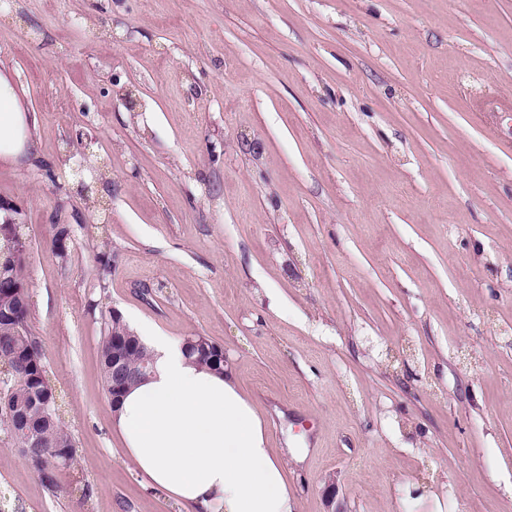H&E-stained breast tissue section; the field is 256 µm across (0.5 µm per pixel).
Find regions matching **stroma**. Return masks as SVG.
I'll return each instance as SVG.
<instances>
[{"mask_svg": "<svg viewBox=\"0 0 512 512\" xmlns=\"http://www.w3.org/2000/svg\"><path fill=\"white\" fill-rule=\"evenodd\" d=\"M0 168L71 477L0 512H180L120 454L104 318L220 346L293 512H512V0H14ZM65 241H57L58 228ZM31 120L15 84L0 73V163L16 165L32 157Z\"/></svg>", "mask_w": 512, "mask_h": 512, "instance_id": "35a3bbf8", "label": "stroma"}]
</instances>
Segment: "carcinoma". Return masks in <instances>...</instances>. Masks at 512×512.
I'll list each match as a JSON object with an SVG mask.
<instances>
[{
  "label": "carcinoma",
  "instance_id": "carcinoma-1",
  "mask_svg": "<svg viewBox=\"0 0 512 512\" xmlns=\"http://www.w3.org/2000/svg\"><path fill=\"white\" fill-rule=\"evenodd\" d=\"M26 250L17 249L15 240L0 237V278L7 279L10 284H0V307L17 312L15 319L0 321V365L12 367L17 379L8 384L0 392V424L9 420V414L33 405L32 394L37 390L55 392L50 384L46 366L40 351H29V346L36 342L30 327V304L28 289L25 284L22 268ZM118 326L112 325V317L105 320V333L100 347V361L107 392H112V356L120 351L114 342L112 330ZM124 357L128 358L130 368L136 375L129 379L135 383L141 376L138 375L141 362H151L149 351L145 346L137 349L124 350ZM64 450L68 456L67 468H77L76 450L73 438L65 428L59 414L44 422L41 428L39 446L30 449L23 455L37 473L45 487L53 489L57 486L56 454Z\"/></svg>",
  "mask_w": 512,
  "mask_h": 512
}]
</instances>
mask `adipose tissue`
<instances>
[{"instance_id": "ef3b65f1", "label": "adipose tissue", "mask_w": 512, "mask_h": 512, "mask_svg": "<svg viewBox=\"0 0 512 512\" xmlns=\"http://www.w3.org/2000/svg\"><path fill=\"white\" fill-rule=\"evenodd\" d=\"M31 120L0 74V163L32 157ZM148 376L113 413L122 456L152 490L191 512H293L264 414L231 373L192 363L180 343L144 335Z\"/></svg>"}]
</instances>
